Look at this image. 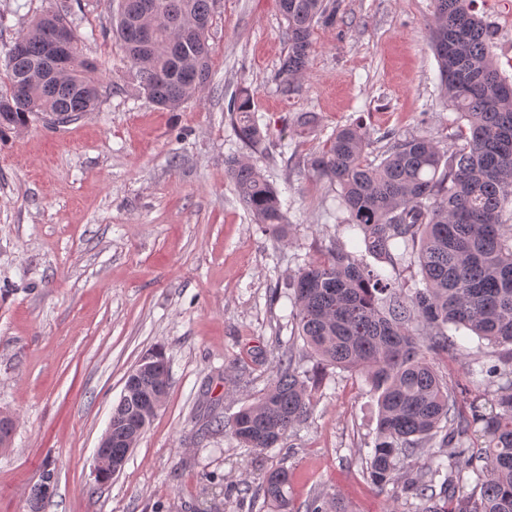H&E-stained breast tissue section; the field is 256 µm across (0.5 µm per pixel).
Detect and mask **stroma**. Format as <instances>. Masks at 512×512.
I'll use <instances>...</instances> for the list:
<instances>
[{
    "label": "stroma",
    "mask_w": 512,
    "mask_h": 512,
    "mask_svg": "<svg viewBox=\"0 0 512 512\" xmlns=\"http://www.w3.org/2000/svg\"><path fill=\"white\" fill-rule=\"evenodd\" d=\"M338 2L285 97L273 81L287 48L279 0H220L211 81L168 112L137 89L109 30L112 0H0V61L31 19L67 7L102 95L99 111L0 137V412L17 419L0 448V512H30L48 458L54 488L43 512H271L260 486L278 466L290 473L292 512L317 493L351 512H415L400 483L379 489L363 472L377 401L361 374L328 368L310 415L278 448L250 451L210 424L253 402L282 350L302 349L288 288L299 266L333 242L364 248L306 157L349 124L369 130L373 159L394 138L445 146L456 131L429 44L432 0ZM477 10L512 79V0H477ZM242 87L265 135L250 151L228 117ZM304 112L316 113L314 126L297 124ZM232 153L279 190L285 238L239 200L224 165ZM459 337L439 373L457 398L488 403L497 383L469 382L466 370L494 348ZM158 349L167 402L123 470L96 483L95 448L126 377Z\"/></svg>",
    "instance_id": "1"
}]
</instances>
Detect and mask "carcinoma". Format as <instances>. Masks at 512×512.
Listing matches in <instances>:
<instances>
[{"label":"carcinoma","mask_w":512,"mask_h":512,"mask_svg":"<svg viewBox=\"0 0 512 512\" xmlns=\"http://www.w3.org/2000/svg\"><path fill=\"white\" fill-rule=\"evenodd\" d=\"M117 0L112 35L124 47L140 90L155 105L176 111L211 78L208 33L184 26L213 16V0ZM287 22V52L275 74L279 93L292 94L303 75L314 26L336 22L332 0H279ZM430 39L440 68L445 103L457 114L454 141L444 149L425 136L392 144L379 162L368 158L370 133L361 125L336 129L306 161L313 177L338 188L342 224L362 238L365 253L332 243L292 277L295 332L310 357L325 367L358 371L377 394L378 430L364 460L377 488L395 480L401 459L420 455L427 465L405 478L403 491L419 512H512V83L491 54L494 30L475 0H433ZM54 27L36 17L25 52L6 58L9 92L0 102V133L30 119L60 123L94 112L100 103L97 65L80 57L73 36L74 68L65 86L50 92L42 74ZM230 118L239 141L257 147L262 131L251 92L233 96ZM227 173L254 223L285 237L288 222L280 192L251 164L231 155ZM403 252H397L398 247ZM370 254L391 267L409 256L420 279L409 287L364 261ZM467 329L497 346V361L471 370L500 380L486 408L474 398L469 414L435 368V357L458 351ZM317 376L301 369L293 350L272 366L271 379L232 418L230 435L243 448L276 447L309 415ZM169 369L163 352L131 373L126 394L112 409V468L131 450L166 403ZM484 446L447 448L473 429ZM476 475L463 493V473ZM46 468L31 496L32 512L50 497ZM288 470L273 468L262 481L275 512H288ZM305 512H348L336 497L318 494Z\"/></svg>","instance_id":"1"}]
</instances>
